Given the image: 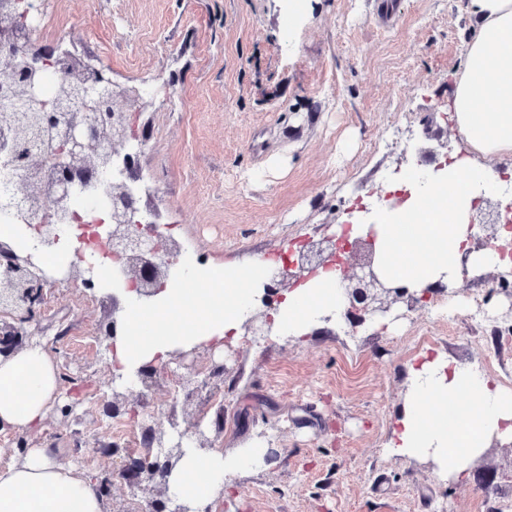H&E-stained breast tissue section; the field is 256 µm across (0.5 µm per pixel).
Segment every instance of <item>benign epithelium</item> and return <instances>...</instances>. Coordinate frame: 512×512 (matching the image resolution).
<instances>
[{
    "label": "benign epithelium",
    "instance_id": "7a95c632",
    "mask_svg": "<svg viewBox=\"0 0 512 512\" xmlns=\"http://www.w3.org/2000/svg\"><path fill=\"white\" fill-rule=\"evenodd\" d=\"M18 29L15 0H0V34L10 36ZM56 51L54 45L32 42L27 52L13 55L5 62L8 77L0 83V109L33 116L35 138L23 157L22 186L16 193L8 189L0 193V209L20 218L33 230V250L45 252L57 244L59 228L68 224L73 202L93 196L86 191L92 183L76 184L70 175L94 171L100 180L116 173L110 184V223L104 241L107 254L120 261L118 272L112 275V295L108 296L112 301V325L106 335L115 338L125 328V299L117 289L129 288L142 302H149L169 278L181 248L164 235L163 225L134 222L137 209L131 206V186L141 178L142 151L131 150L130 142L136 134L130 123L127 92L112 82V72L100 68L91 81L85 70L72 61L63 74V94L49 104L38 101V78L32 60L46 62ZM89 101L93 103L92 111L65 125L60 123L59 112ZM19 142L16 133H0V152L15 156ZM484 203L485 207L470 221V227L477 229L471 235L475 248H493L502 256H512V240L501 244L498 237L501 223L512 221V202L504 206L486 199ZM333 265L339 267L345 288V318L355 325L363 324L368 314L388 312L400 300L410 304L419 300L407 286L382 277L375 265L372 244L361 238L335 241L326 256L323 250L305 244L297 258L267 273L260 299L263 310L244 322L245 335H277L269 311L275 309L282 292L292 284L306 281L317 268ZM32 268V255L21 257L0 244V308L12 309L20 321L35 316V308L43 301V279L30 277ZM25 340L21 328H9L0 334V355L15 352L25 345ZM168 422L167 432L151 426L143 429L147 447L154 452L149 463L116 446L100 449L104 456L123 455L125 464L118 475L108 469L103 471L97 490H108L117 477L131 487L145 480L160 489V498L148 503L149 512H212L210 505L192 508L167 494V478L184 455L185 441L193 440L201 448L208 442L200 422L182 428L174 409L170 410Z\"/></svg>",
    "mask_w": 512,
    "mask_h": 512
}]
</instances>
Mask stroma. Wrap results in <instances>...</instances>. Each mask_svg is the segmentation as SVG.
I'll return each instance as SVG.
<instances>
[{
    "label": "stroma",
    "instance_id": "stroma-1",
    "mask_svg": "<svg viewBox=\"0 0 512 512\" xmlns=\"http://www.w3.org/2000/svg\"><path fill=\"white\" fill-rule=\"evenodd\" d=\"M469 0H43L52 43L72 42L111 68L122 86L148 82L133 113L148 127L146 178L159 188L167 235L184 250L229 266L276 263L303 243L346 227L350 210L374 207L412 149L444 157L465 142L451 95L478 24ZM457 322L431 301L398 303L380 328L316 331L301 340L242 337L192 351L158 370L149 411L121 415L136 429L202 421L224 455L266 435L272 464L238 477L213 512H512V446L492 443L462 481L386 445L409 391L407 370L441 352L512 390V299L485 282L457 283ZM108 301L82 300L58 279L27 330L63 380L38 431L0 430V463L19 444L52 449L92 476L112 467L101 406L112 397ZM432 343H419L422 335ZM223 361V422L201 411L194 384Z\"/></svg>",
    "mask_w": 512,
    "mask_h": 512
}]
</instances>
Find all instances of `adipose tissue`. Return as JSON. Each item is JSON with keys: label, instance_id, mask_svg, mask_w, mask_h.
<instances>
[{"label": "adipose tissue", "instance_id": "ef3b65f1", "mask_svg": "<svg viewBox=\"0 0 512 512\" xmlns=\"http://www.w3.org/2000/svg\"><path fill=\"white\" fill-rule=\"evenodd\" d=\"M469 11L479 29L452 100L468 154L423 185L403 170L410 198L382 212L370 228L382 275L416 290L437 281L455 284L465 265L476 271L512 265L492 250H472L468 224L474 199L496 185L481 157L512 155V0H469ZM370 229L355 224L351 233ZM267 266L257 259L245 267L202 270L181 262V276L152 302L127 308L124 333L110 352L115 370L133 374L178 348L237 342ZM346 307L339 273L329 269L285 292L272 317L282 333L302 338L320 327L323 314L340 317ZM409 374L411 390L388 445L392 455L431 460L440 476L458 479L492 440L512 441V391L496 379L440 354L422 355ZM58 390L56 367L42 345L0 356V426L40 428ZM267 453L261 446L232 456L187 449L168 488L187 502L213 501L238 474L263 467ZM0 512H105V506L90 478L34 448L23 462L0 468Z\"/></svg>", "mask_w": 512, "mask_h": 512}]
</instances>
